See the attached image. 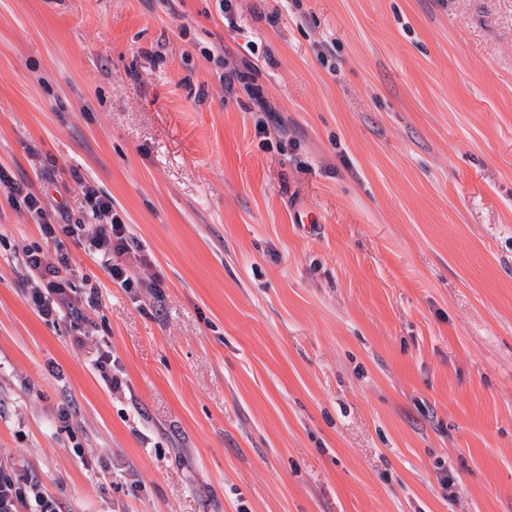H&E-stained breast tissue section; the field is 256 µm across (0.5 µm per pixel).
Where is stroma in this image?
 <instances>
[{"label": "stroma", "instance_id": "35a3bbf8", "mask_svg": "<svg viewBox=\"0 0 512 512\" xmlns=\"http://www.w3.org/2000/svg\"><path fill=\"white\" fill-rule=\"evenodd\" d=\"M230 5L0 0V167L134 258L0 191L19 512H512V0ZM0 187L7 190L11 199L16 203L20 204L18 198L21 199L26 208L34 215L43 235L56 241L58 231H60L79 245L82 244V240L86 239L88 249L94 252L113 282L119 283L124 288L133 286L128 269L131 260L128 226L112 210L111 199L98 197L92 187H84V198L90 204L94 224L72 222L68 213L64 216L60 215L63 224H49L46 221V212L41 201L30 192L24 194L23 188L11 179L2 168L0 169ZM22 264L30 273L31 279L35 281L29 300L42 319L49 321L50 318L61 314L63 310H66L74 319L79 320L84 317L81 308L70 294L73 290L70 288L68 278L61 275L63 269L66 274L70 270L68 253L61 255L60 264L63 269L57 266H45L39 251L34 249L23 250Z\"/></svg>", "mask_w": 512, "mask_h": 512}]
</instances>
